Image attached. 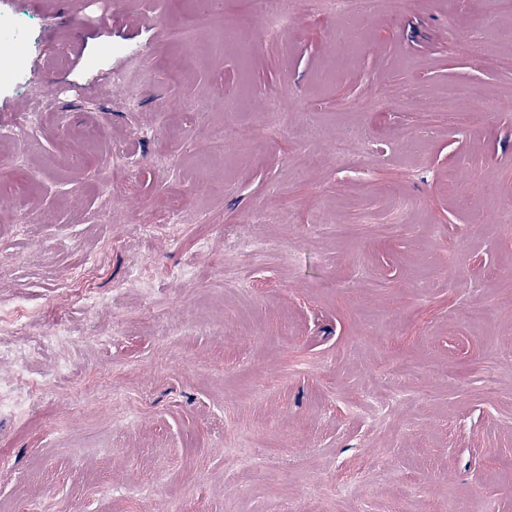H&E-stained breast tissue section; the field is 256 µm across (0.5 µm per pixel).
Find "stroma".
<instances>
[{"mask_svg":"<svg viewBox=\"0 0 512 512\" xmlns=\"http://www.w3.org/2000/svg\"><path fill=\"white\" fill-rule=\"evenodd\" d=\"M195 8L0 0L30 44L0 348L49 380L0 413V512H512V111L423 120L512 92L477 52L512 55V0H408L351 44L224 0L170 44ZM501 102L489 103L478 90L461 95L455 87L448 86L440 99L428 109L425 121L429 124L446 123L444 113L448 112V118L455 120L454 124L459 129L467 130L482 118L484 112L500 106Z\"/></svg>","mask_w":512,"mask_h":512,"instance_id":"1","label":"stroma"}]
</instances>
